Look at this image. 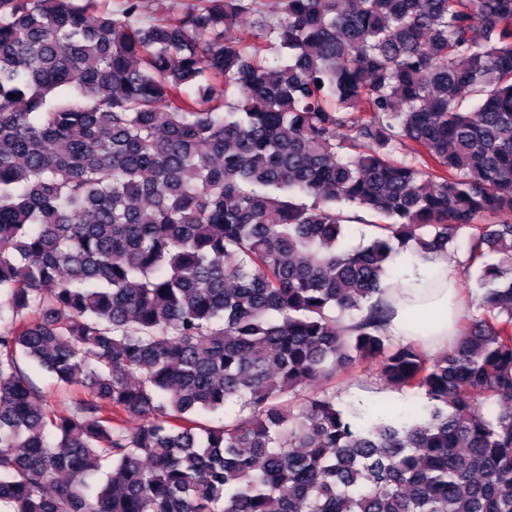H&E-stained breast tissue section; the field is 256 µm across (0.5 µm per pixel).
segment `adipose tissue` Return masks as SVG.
Listing matches in <instances>:
<instances>
[{
  "label": "adipose tissue",
  "instance_id": "adipose-tissue-1",
  "mask_svg": "<svg viewBox=\"0 0 512 512\" xmlns=\"http://www.w3.org/2000/svg\"><path fill=\"white\" fill-rule=\"evenodd\" d=\"M398 262L406 297L398 302L389 333L419 337L439 347L446 345L462 309L461 292L456 278L448 274L447 257L425 262L403 255Z\"/></svg>",
  "mask_w": 512,
  "mask_h": 512
}]
</instances>
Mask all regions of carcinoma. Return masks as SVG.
<instances>
[{"mask_svg":"<svg viewBox=\"0 0 512 512\" xmlns=\"http://www.w3.org/2000/svg\"><path fill=\"white\" fill-rule=\"evenodd\" d=\"M144 3L0 0V512H512V0ZM464 230L455 339H395ZM146 8L142 17V24L165 15H173L186 10L194 0H146ZM338 398L342 406L353 404L366 411V417H375L381 411L398 417L422 404L414 395H404L359 375L339 389Z\"/></svg>","mask_w":512,"mask_h":512,"instance_id":"obj_1","label":"carcinoma"}]
</instances>
